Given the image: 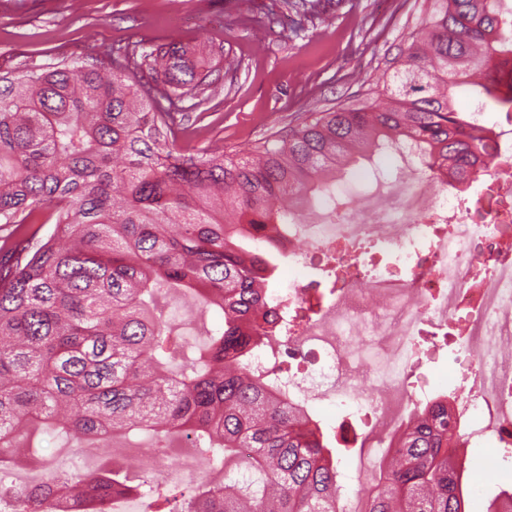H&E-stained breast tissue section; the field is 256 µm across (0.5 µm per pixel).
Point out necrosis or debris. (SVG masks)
Returning a JSON list of instances; mask_svg holds the SVG:
<instances>
[{
  "label": "necrosis or debris",
  "instance_id": "4bbe7bcc",
  "mask_svg": "<svg viewBox=\"0 0 512 512\" xmlns=\"http://www.w3.org/2000/svg\"><path fill=\"white\" fill-rule=\"evenodd\" d=\"M399 189L338 202L292 224L282 250L304 277L278 292L283 342L296 372L280 376L303 409L332 397L346 419L398 437L416 401L405 377L420 369L421 336L449 339L463 369L453 419L470 445L494 434L512 447V138L495 165L467 186L433 191L409 157L387 152Z\"/></svg>",
  "mask_w": 512,
  "mask_h": 512
}]
</instances>
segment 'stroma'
Listing matches in <instances>:
<instances>
[{
	"label": "stroma",
	"instance_id": "obj_1",
	"mask_svg": "<svg viewBox=\"0 0 512 512\" xmlns=\"http://www.w3.org/2000/svg\"><path fill=\"white\" fill-rule=\"evenodd\" d=\"M428 7V0H321L317 13L303 17L285 0H0V70L62 56L80 62L139 40L198 46L216 61L200 106L216 119L206 127L190 122L180 143L195 154L220 139L225 151L242 152L309 113L384 104L385 76ZM156 304L186 341L204 342L211 322L193 300L162 291ZM379 435L375 427L361 444L340 448L339 467L354 483L371 480ZM39 442L37 470L13 472V481L81 473L126 454L77 440L64 448L50 434ZM460 459L483 489L468 512H484L485 494L512 484V456L490 443L461 450Z\"/></svg>",
	"mask_w": 512,
	"mask_h": 512
}]
</instances>
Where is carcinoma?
Segmentation results:
<instances>
[{
	"instance_id": "obj_1",
	"label": "carcinoma",
	"mask_w": 512,
	"mask_h": 512,
	"mask_svg": "<svg viewBox=\"0 0 512 512\" xmlns=\"http://www.w3.org/2000/svg\"><path fill=\"white\" fill-rule=\"evenodd\" d=\"M498 2L430 0L387 76L383 111L316 112L243 155L178 145L182 103L210 76L181 42L0 71V467L34 455L42 433L106 441L140 430L153 455L179 435L224 472L177 496L132 485L114 460L62 483L12 491L0 479V498L12 492L27 512H105L133 492L169 506L158 512H346L331 438L249 366L282 335L269 290L279 242L288 215L379 152L414 151L440 184L486 170L499 133L458 111L453 93L472 85L512 113V21ZM41 217L45 237L28 232ZM260 239L269 249L251 250ZM163 286L218 320L190 375L161 357L183 348L154 307ZM466 447L448 396L415 406L361 512H466ZM485 512H512V486Z\"/></svg>"
}]
</instances>
